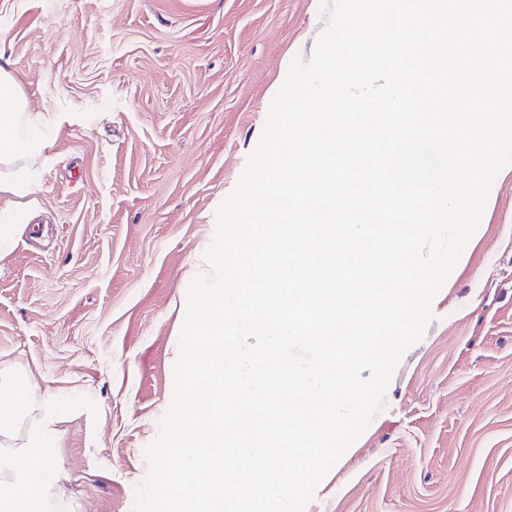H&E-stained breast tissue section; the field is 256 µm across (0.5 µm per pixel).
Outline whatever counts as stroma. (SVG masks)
<instances>
[{
    "mask_svg": "<svg viewBox=\"0 0 512 512\" xmlns=\"http://www.w3.org/2000/svg\"><path fill=\"white\" fill-rule=\"evenodd\" d=\"M321 0H0L47 146L0 255V369L70 407L59 512H133L188 287ZM386 405L305 512H512V166Z\"/></svg>",
    "mask_w": 512,
    "mask_h": 512,
    "instance_id": "1",
    "label": "stroma"
}]
</instances>
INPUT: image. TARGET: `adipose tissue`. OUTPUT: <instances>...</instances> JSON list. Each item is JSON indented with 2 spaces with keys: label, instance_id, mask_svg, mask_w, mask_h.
I'll return each instance as SVG.
<instances>
[{
  "label": "adipose tissue",
  "instance_id": "obj_1",
  "mask_svg": "<svg viewBox=\"0 0 512 512\" xmlns=\"http://www.w3.org/2000/svg\"><path fill=\"white\" fill-rule=\"evenodd\" d=\"M43 124L42 114L28 111L12 76L0 68V194L17 198L21 209L38 186L19 162L42 152L35 132ZM66 412L62 398L38 394L29 380L0 378V512H53L59 474L51 450ZM29 417L35 425L20 431Z\"/></svg>",
  "mask_w": 512,
  "mask_h": 512
}]
</instances>
